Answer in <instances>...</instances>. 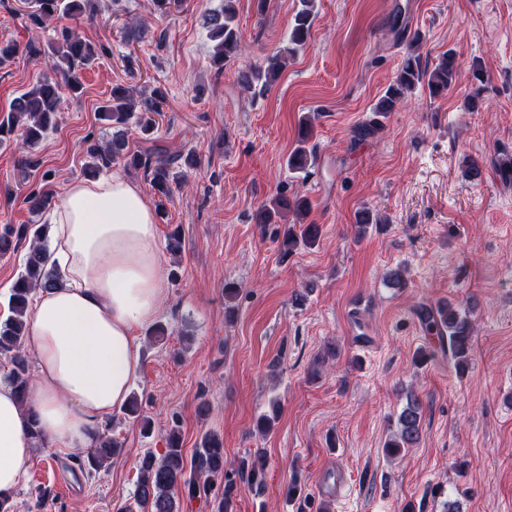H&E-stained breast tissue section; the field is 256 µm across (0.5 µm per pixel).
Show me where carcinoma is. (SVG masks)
<instances>
[{
  "label": "carcinoma",
  "mask_w": 512,
  "mask_h": 512,
  "mask_svg": "<svg viewBox=\"0 0 512 512\" xmlns=\"http://www.w3.org/2000/svg\"><path fill=\"white\" fill-rule=\"evenodd\" d=\"M26 17L38 28L48 26L49 22L62 18L77 20L83 15L94 18L102 10V0H32ZM233 0H224V9L206 16L209 38L214 42L211 62L221 71L237 60L242 53V40L236 22V10ZM316 0H300L301 7L294 16L288 46L266 56L259 65L237 73L239 85L247 92L261 95L267 91L283 71L285 60L303 48L310 36L315 17ZM399 28L394 22L393 29ZM401 29V28H399ZM55 38L48 42L46 49L33 50L36 55L51 59L47 63L51 74L43 75L28 91L16 97L10 106V115L0 122V144L18 141L23 147H33L44 139L49 130L57 125V112L63 91L67 90L75 97L83 92L82 75L86 68L98 58L95 45L81 39L75 30L65 24L54 28ZM401 34L408 40L407 51L402 59L395 81L390 84L384 95L373 109L374 118L358 124L352 130L355 142L373 137L382 127V118L393 112L406 99L407 94L422 87L433 96H439L456 81L458 64L453 53L441 56L437 64L430 68L423 63L420 53L422 38L417 32L407 34V28ZM165 94L157 89L153 96L139 99L133 90L116 85L112 88L111 99L100 107L103 117L119 128L129 122L135 113H140L138 122L143 133H150L155 124V116L161 114ZM309 118L301 121L297 145L289 153L288 169L295 173H308L315 151L309 145L311 139ZM122 147L120 140L113 143L88 145L90 158L88 169L98 173L109 166L116 148ZM126 164L134 169H144L151 175V183L158 194L169 195L171 184L177 180V174L171 172V166L181 160L188 168L196 166L194 155L188 153L185 158L172 160L155 156L151 148L126 154ZM284 211L296 214L307 211L304 199L288 191L277 193L270 204L263 206L257 214L260 224H274ZM48 225L33 227L21 225L8 227L0 233V256L12 254L25 242L29 243L24 263V271L12 287L8 300L9 315L0 321V354L10 359L12 370L9 383L15 388L19 402L28 403L30 390L29 362L24 351L27 320L30 302L34 293L40 289L56 286L54 275L46 268ZM319 227L316 224L286 225L280 242L282 257L291 255L298 246L312 247L316 244ZM419 317L426 329L437 335L440 341H448V356L457 366L465 367L471 356V321L466 312L450 303L436 308L423 307ZM127 418L139 422L144 434L152 430L149 417L142 414L137 395H132L124 407ZM421 403L412 394L406 396V405L398 414L397 433L385 445L390 456L399 454L403 449L414 446L420 437ZM111 428L105 427L98 436L95 447L86 454L85 466L88 471L101 468L105 460L118 454L120 448L110 437ZM266 461L259 455L253 460H240L234 476L224 471V443L215 435L202 438L200 447L186 460L183 455L180 431L170 430L166 438V448L160 456L147 451L138 464L136 490L133 503L124 505L118 512H177V501L183 497L194 499L201 492L213 489L214 482L224 481V491L210 500L211 512H235L234 493L237 484L244 483L256 494L264 488ZM195 475L185 478V470Z\"/></svg>",
  "instance_id": "carcinoma-1"
}]
</instances>
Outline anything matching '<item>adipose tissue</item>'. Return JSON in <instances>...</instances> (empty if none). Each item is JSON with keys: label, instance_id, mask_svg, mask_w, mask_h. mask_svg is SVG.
<instances>
[{"label": "adipose tissue", "instance_id": "adipose-tissue-1", "mask_svg": "<svg viewBox=\"0 0 512 512\" xmlns=\"http://www.w3.org/2000/svg\"><path fill=\"white\" fill-rule=\"evenodd\" d=\"M50 224L47 267L57 286L38 291L31 306L25 346L37 379L28 405L0 383L1 498L23 482L36 442L93 447L141 373L135 332L165 303L157 214L124 175L71 182Z\"/></svg>", "mask_w": 512, "mask_h": 512}]
</instances>
